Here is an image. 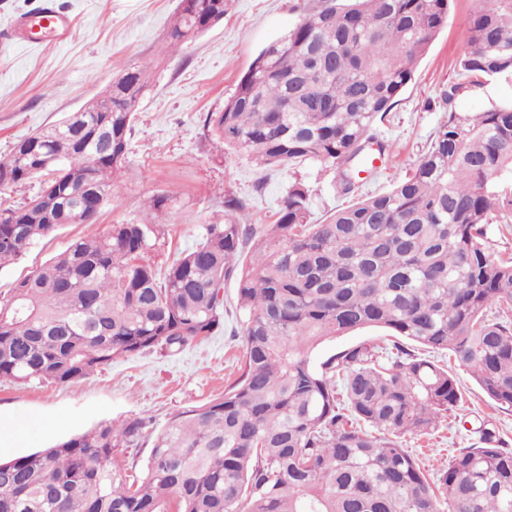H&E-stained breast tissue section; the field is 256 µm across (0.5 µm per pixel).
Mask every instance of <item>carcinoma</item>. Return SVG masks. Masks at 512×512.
Wrapping results in <instances>:
<instances>
[{
	"label": "carcinoma",
	"mask_w": 512,
	"mask_h": 512,
	"mask_svg": "<svg viewBox=\"0 0 512 512\" xmlns=\"http://www.w3.org/2000/svg\"><path fill=\"white\" fill-rule=\"evenodd\" d=\"M452 0H301V20L263 48L209 117L224 145L261 169L316 165L353 196L367 151L392 145L375 125L391 112L448 23ZM228 0H177L170 43L221 23ZM463 84L512 78V0H485L466 27ZM141 68L112 79V111L95 100L31 133L0 159V192L36 177L39 192L0 208V268L56 227L95 222L127 163L147 87ZM311 189L288 185L275 220H246L224 196V221L173 261L154 259L167 225L114 224L73 241L0 294V380L68 384L120 356L167 353L224 325L235 280L244 369L224 397L176 414L155 436L141 476L115 449L143 422H105L31 454L0 460V512H512V448L494 429L430 482L405 434L459 410L444 367L398 341L359 344L315 363L312 352L368 328L469 368L512 408V255L488 232L512 216V105L451 112L391 189L312 223Z\"/></svg>",
	"instance_id": "1"
}]
</instances>
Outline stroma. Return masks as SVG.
Listing matches in <instances>:
<instances>
[{
	"label": "stroma",
	"instance_id": "35a3bbf8",
	"mask_svg": "<svg viewBox=\"0 0 512 512\" xmlns=\"http://www.w3.org/2000/svg\"><path fill=\"white\" fill-rule=\"evenodd\" d=\"M75 32L67 43L50 37L0 40V158L25 135L84 107L120 72L149 66V86L128 135V163L93 224H71L40 241L19 262L0 269V292L64 250L77 238L105 235L111 225L154 220L168 227L167 254L176 258L199 238L203 225L224 215V197L249 199L251 224L271 223L294 178L315 191V221L347 207L317 167L260 170L246 153L225 148L209 117L225 101L255 56L299 19L298 0H230L223 22L195 41L169 49L166 32L177 0H56ZM477 0H454L448 26L417 63L414 79L377 132L393 146L389 165L368 179L375 194L402 180L449 113L512 103V81L459 88L457 63L467 50L465 28ZM457 87L449 106L444 90ZM173 196L169 212H153L154 196ZM237 286L224 285V325L179 353L143 351L114 359L70 384L0 381V458L7 460L84 433L108 421L144 420L137 446L119 449L128 470L142 473L155 434L177 413L222 397L241 375L244 346ZM456 377L462 406L429 433L402 437L421 468L438 477L452 456L490 424L512 445V410L492 405L470 371L440 356Z\"/></svg>",
	"mask_w": 512,
	"mask_h": 512
}]
</instances>
